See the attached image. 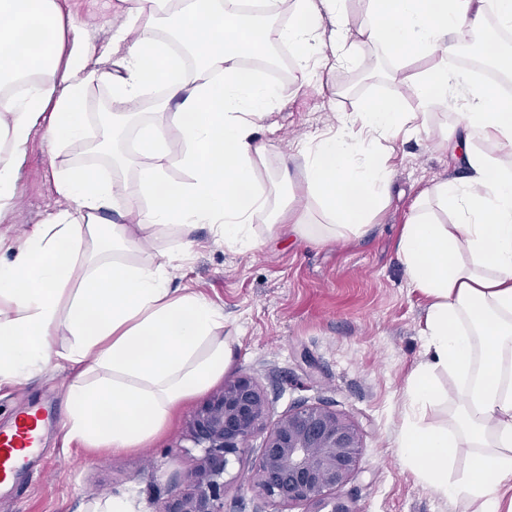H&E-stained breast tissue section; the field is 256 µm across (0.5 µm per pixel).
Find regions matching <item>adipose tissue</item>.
<instances>
[{
    "label": "adipose tissue",
    "mask_w": 512,
    "mask_h": 512,
    "mask_svg": "<svg viewBox=\"0 0 512 512\" xmlns=\"http://www.w3.org/2000/svg\"><path fill=\"white\" fill-rule=\"evenodd\" d=\"M126 20L103 56L122 49L118 71L88 66L89 49L57 0H0V212L16 199L30 136L43 126L52 147L112 129L89 130L87 86L104 80L123 113L135 114L148 81L162 82L172 112L140 131L139 190L132 193L97 167L75 164L57 175L65 208L34 225L11 261L0 260V381L21 383L62 362L75 370L68 386L69 434L93 448L149 446L185 402L221 380L235 342L224 334V313L204 295L172 285L186 250L138 262L128 255L162 228L189 232L208 225L214 242L247 252L281 230L321 243L365 233L388 201L393 171L365 140L389 139L405 125L426 131L434 109L454 108L452 87L464 81L448 66L487 14L512 27V0H365L367 23L352 32L345 0H294V21L283 36L298 71L323 49L346 56L351 35L381 45L403 61L436 56L408 87L417 103L368 105L344 119L339 135L304 151L305 205L271 207L257 177L270 144L263 121L280 97L241 63L264 48L268 26L244 0H122ZM176 18L177 41L191 48L201 72L186 78L154 23ZM337 42L325 47L323 26ZM461 141L468 174L424 191L403 226L398 252L406 275L430 303L421 334L428 359L412 372L408 413L397 443L417 480L444 498L477 502L480 512H505L512 492V99L497 87L471 88ZM184 144L188 180L165 173V146ZM491 144L494 155L477 151ZM326 221H306L307 203ZM123 206L130 224L103 215ZM452 213L444 222L440 213ZM69 337L55 349L53 339ZM448 386H441L437 373ZM458 395L459 434L423 425L421 409ZM465 435L472 447L465 472L452 477Z\"/></svg>",
    "instance_id": "adipose-tissue-1"
}]
</instances>
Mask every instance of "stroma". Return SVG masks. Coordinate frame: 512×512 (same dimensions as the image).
<instances>
[{
	"mask_svg": "<svg viewBox=\"0 0 512 512\" xmlns=\"http://www.w3.org/2000/svg\"><path fill=\"white\" fill-rule=\"evenodd\" d=\"M58 3L65 17L81 24L90 66L102 67L100 48L124 21L115 0ZM432 63L429 57L400 63L385 48L359 40L341 64L328 67L312 60L306 80L291 72L262 132L271 149L259 177L271 191V204L299 195L304 146L337 131L345 114L359 112L368 101L396 95ZM455 95L456 110L436 111L430 135L375 141V150L389 152L391 197L362 236L327 244L292 234L271 238L258 222L254 229L262 243L244 254L215 244L209 227L201 224L186 234L159 232L134 252L136 260L148 261L190 246L191 258L173 285L202 293L223 310L224 333L237 340L230 372L250 375L267 390L269 423L308 403L329 405L355 424L362 450L341 492L356 512H474L473 506L424 488L403 467L397 448L408 379L424 359L421 329L429 304L410 285L397 244L420 193L434 182L467 173L462 152L452 146L463 136L460 112L469 95L463 88ZM84 147L75 141L57 152L42 131L34 132L19 199L0 214V236L19 240L61 207L55 177L85 163ZM73 377L72 369L59 367L23 384L0 383V426L26 404L49 401L65 415ZM207 401L204 394L195 398L142 450H95L71 440L66 429L49 431L42 450L46 474L0 491V512H87L109 495L126 498L130 512H162L197 464L189 425ZM261 446V438H253L239 479L226 487L224 512H274L249 489Z\"/></svg>",
	"mask_w": 512,
	"mask_h": 512,
	"instance_id": "1",
	"label": "stroma"
}]
</instances>
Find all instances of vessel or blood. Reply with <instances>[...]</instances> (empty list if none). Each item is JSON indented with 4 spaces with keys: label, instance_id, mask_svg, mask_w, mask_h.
<instances>
[{
    "label": "vessel or blood",
    "instance_id": "b4317fda",
    "mask_svg": "<svg viewBox=\"0 0 512 512\" xmlns=\"http://www.w3.org/2000/svg\"><path fill=\"white\" fill-rule=\"evenodd\" d=\"M57 421L54 409L29 406L17 413L12 425L0 427V488L36 472L44 430Z\"/></svg>",
    "mask_w": 512,
    "mask_h": 512
}]
</instances>
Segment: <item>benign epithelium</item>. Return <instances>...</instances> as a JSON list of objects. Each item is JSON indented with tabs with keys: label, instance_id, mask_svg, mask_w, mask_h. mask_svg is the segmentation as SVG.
I'll return each mask as SVG.
<instances>
[{
	"label": "benign epithelium",
	"instance_id": "obj_1",
	"mask_svg": "<svg viewBox=\"0 0 512 512\" xmlns=\"http://www.w3.org/2000/svg\"><path fill=\"white\" fill-rule=\"evenodd\" d=\"M267 392L249 375L224 386L193 417L190 436L201 449L185 489L170 495L163 512H224L226 476L263 430ZM362 448L355 425L321 404H301L264 437L252 487L275 512L304 505L306 512H355L336 494L355 470Z\"/></svg>",
	"mask_w": 512,
	"mask_h": 512
}]
</instances>
